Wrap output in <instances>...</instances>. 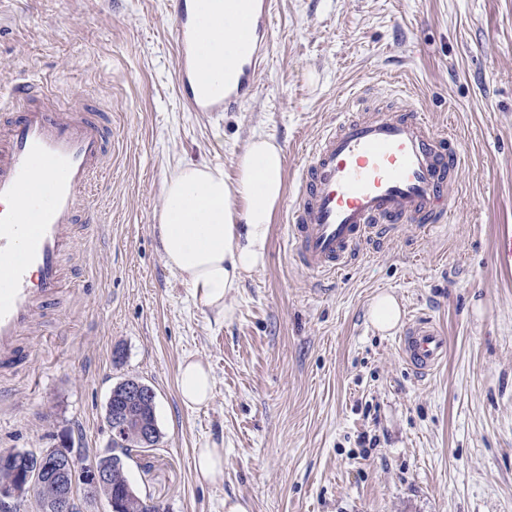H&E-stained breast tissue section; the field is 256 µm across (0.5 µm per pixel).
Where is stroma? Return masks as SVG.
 <instances>
[{"instance_id":"obj_1","label":"stroma","mask_w":512,"mask_h":512,"mask_svg":"<svg viewBox=\"0 0 512 512\" xmlns=\"http://www.w3.org/2000/svg\"><path fill=\"white\" fill-rule=\"evenodd\" d=\"M166 0H0V92L20 78L79 94L112 128L110 161L83 194L101 213L73 227L56 305L24 339L27 368L0 380V450L110 445L106 403L135 377L156 394L159 443L128 476L166 512H512V276L494 264L512 225V0H277L256 95L210 118L175 86ZM389 109L400 89L469 157L456 221L402 225L335 278L290 257L288 204L263 268L215 321L165 267L163 181L186 162L235 177L255 134L275 135L285 186L349 93ZM392 294L402 321L433 319L444 362L416 374L400 331L368 312ZM210 364L214 397L189 409L186 356ZM224 451V477L193 466ZM195 470L208 480L223 479L224 451L222 448H199L194 458Z\"/></svg>"}]
</instances>
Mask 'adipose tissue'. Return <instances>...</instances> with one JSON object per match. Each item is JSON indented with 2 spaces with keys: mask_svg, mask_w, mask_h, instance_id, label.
Returning <instances> with one entry per match:
<instances>
[{
  "mask_svg": "<svg viewBox=\"0 0 512 512\" xmlns=\"http://www.w3.org/2000/svg\"><path fill=\"white\" fill-rule=\"evenodd\" d=\"M285 155L275 135L256 134L237 160L235 177L205 164L176 167L163 182L157 230L165 266L217 319L234 315L228 297L266 261L271 224L284 199ZM209 364L194 356L179 366L188 408L214 395Z\"/></svg>",
  "mask_w": 512,
  "mask_h": 512,
  "instance_id": "adipose-tissue-1",
  "label": "adipose tissue"
}]
</instances>
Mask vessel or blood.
<instances>
[{
  "mask_svg": "<svg viewBox=\"0 0 512 512\" xmlns=\"http://www.w3.org/2000/svg\"><path fill=\"white\" fill-rule=\"evenodd\" d=\"M275 0H224L234 38L224 81L213 84L201 63L196 0H172L179 98L191 112L234 110L256 92L269 51ZM365 93H351L299 167L288 210V247L305 273L333 277L364 245L404 224L451 223L450 186L458 184L466 149L436 130L412 98L367 114ZM112 131L80 100L62 108L51 89L21 82L0 101V372L29 362L20 341L62 288V256L74 249L75 224L99 223L80 190L104 169ZM494 261L512 274V227L498 235ZM401 353L421 375L446 355L432 320L410 322Z\"/></svg>",
  "mask_w": 512,
  "mask_h": 512,
  "instance_id": "obj_1",
  "label": "vessel or blood"
}]
</instances>
